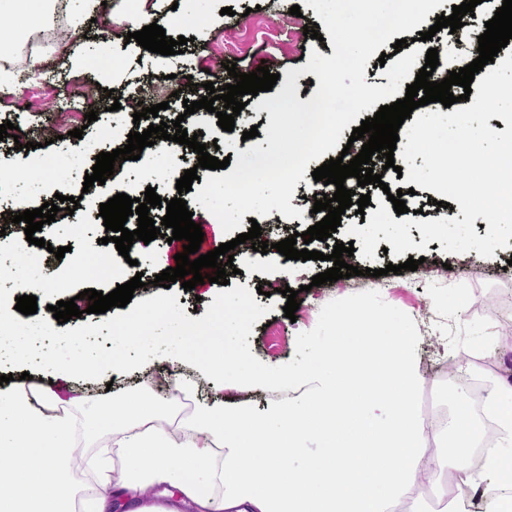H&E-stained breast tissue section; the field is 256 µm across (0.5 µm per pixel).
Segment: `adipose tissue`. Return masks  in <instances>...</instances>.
Instances as JSON below:
<instances>
[{
    "label": "adipose tissue",
    "instance_id": "1",
    "mask_svg": "<svg viewBox=\"0 0 512 512\" xmlns=\"http://www.w3.org/2000/svg\"><path fill=\"white\" fill-rule=\"evenodd\" d=\"M166 319L171 363L185 358L193 336L242 324L225 318L181 321L157 300ZM417 337L405 322L368 308L345 313L329 342H314L309 366L273 372L214 345L203 367H220L255 384L287 382L295 396L256 414L240 406L199 405L185 435L156 423L146 395L100 412L103 422L129 418L112 446L93 460L99 487L78 498L65 472L75 457L73 418L35 408L23 385L0 389V512H169L145 506L146 488L161 487L189 512H448V487L432 502L415 498L422 473L447 470L460 483L494 482L512 490V385L488 394L485 411L500 441L480 472L467 466L477 433L465 395L450 396L449 420L429 450L415 420Z\"/></svg>",
    "mask_w": 512,
    "mask_h": 512
}]
</instances>
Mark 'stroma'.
Returning <instances> with one entry per match:
<instances>
[{"label": "stroma", "mask_w": 512, "mask_h": 512, "mask_svg": "<svg viewBox=\"0 0 512 512\" xmlns=\"http://www.w3.org/2000/svg\"><path fill=\"white\" fill-rule=\"evenodd\" d=\"M174 0H106L105 6L95 12V22L85 23L81 31H74L70 13L61 4L46 12L41 23L22 25L16 18L0 16V29L14 32L8 50L0 53V75H8L7 93H0V125L12 123L26 132L32 146L16 149L13 139L0 141V169L18 170L41 160L68 163L71 155L82 158L84 168H92L100 152L123 147L128 136L143 132L148 120L134 122L133 102L145 100L147 105L168 102V109L159 111L158 118L171 122L181 114L184 100L197 101L205 96V82L214 86L230 83L224 61H236L238 71H255L267 64L277 74L276 89H283L287 70H298L295 81L296 98L307 101L316 93L313 73L306 66L311 53L333 56L331 39L316 40L305 37L293 26L291 6H299L305 24L318 19L314 8L304 0H197L199 19L195 22L179 20L172 11ZM146 14L161 19L169 36L187 37L182 53L163 56L144 50L137 42H126L133 26L132 16ZM49 33L50 39L38 55L36 68L23 69L29 44L40 33ZM109 51L125 60L122 69L110 77L100 76L92 69V61L100 53ZM217 62L213 73H205L207 61ZM88 96L98 113L94 122H86L83 113L64 112L60 109V96L66 90ZM120 100L124 111H112L113 100ZM215 112L199 111L184 122L188 133H200L201 143L218 144L217 158L247 151L253 144H265V133L270 124V113L248 104L235 119L233 131L222 130L216 117L223 109V101H216ZM82 130V138L57 139L59 126ZM257 128L256 140L244 139V131ZM158 158L154 147H145L139 160L127 161L116 169L112 182L115 186L132 185L138 190L155 188L164 198L176 196V179L184 170L193 168L198 174L191 192L185 193L189 211L195 223L203 227L201 253H208L213 239L224 238L221 225L211 223L209 212L194 200V190L203 186L209 172L197 168V157L192 149L179 146L167 159V170L156 174ZM387 189L367 185L372 201L363 214L346 209L341 216L342 228L327 240L312 241L314 250L331 254L334 245L347 242L343 230L350 224L360 223L362 215L372 214L379 208L378 200L385 190H406L410 184L397 172L388 171ZM317 184L312 175H305L294 189L292 207L300 209L301 217H279L277 223L261 227L262 237L276 243L296 232H305L315 223L311 211L310 195ZM56 193L78 198L76 214L59 211L57 225L78 223L80 215L96 220L104 197L98 190H84L82 179L58 182ZM414 243H425V250L413 251L419 259L417 270L404 269V256L375 249L373 259L361 255L350 257V265L360 273L351 278L327 282L320 288H311L313 276L329 269L324 260H285L270 257L263 262H250L247 258L234 259L235 273L229 274L224 285L204 283L187 291L180 283L170 286L177 303L187 317L206 314L212 310L245 300L248 319L233 345L249 359L275 370L288 362L300 363L307 356V338L317 335L326 339L335 334L334 325L339 314L354 305L382 310L410 321L419 338L415 365L418 376L415 411L424 427L449 412L448 397L459 387L460 374H467L471 383L490 391L499 380L512 378V308L502 305V297L512 294V246L495 248L493 257L484 258L477 251L464 254L443 252L440 241H424L418 227H410ZM174 247L164 238L150 242L134 241L126 266L127 277L143 272L149 286L136 289L134 301L161 294V287L153 279L172 266ZM448 264V271L433 272L430 261ZM398 265V274L367 277L363 271L379 269L388 264ZM272 285L271 295L259 294V287ZM298 290L301 302L295 318L284 315L287 302L282 288ZM181 371L190 378L194 388L182 393L171 384L172 368L165 358L151 359L142 368L128 373L108 370L100 380H76L79 398L67 405L78 423L77 446L84 457H92L107 446L112 437L108 428L96 427L95 413L112 403L130 399L138 391H150L158 404V422L166 431H174L192 415L203 398L214 396L224 405H239L253 412H264L267 406L284 403L294 392L287 384L271 386L247 385L232 374L201 376L194 359H187Z\"/></svg>", "instance_id": "stroma-1"}]
</instances>
